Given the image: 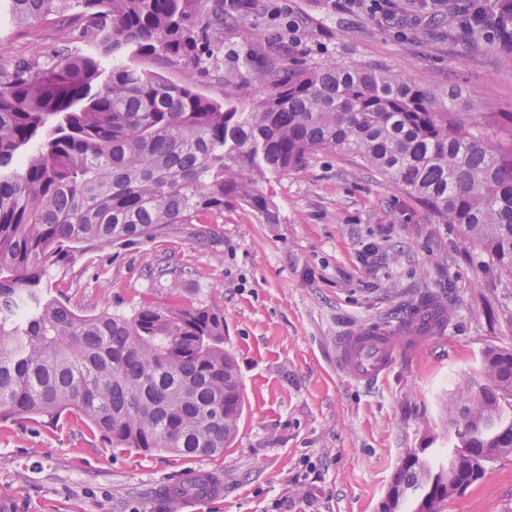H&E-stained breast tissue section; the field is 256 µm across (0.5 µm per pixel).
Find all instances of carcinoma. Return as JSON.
<instances>
[{
    "label": "carcinoma",
    "instance_id": "cac0c4a2",
    "mask_svg": "<svg viewBox=\"0 0 512 512\" xmlns=\"http://www.w3.org/2000/svg\"><path fill=\"white\" fill-rule=\"evenodd\" d=\"M36 24L83 16L92 50L66 45L17 60L0 77V422L87 420L114 448L184 458L220 452L244 409L224 314L201 306L86 316L51 298L49 273L78 248L160 237L234 200L275 220L257 189L267 173L318 151L358 158L428 204L497 273L512 274V113L480 118L455 90L435 92L366 64L270 67L242 112L135 60L195 66L214 33L205 0H0ZM483 382L448 405L460 450L423 465L409 449L396 500L433 485L473 486L488 462L476 448L512 446V351L483 357Z\"/></svg>",
    "mask_w": 512,
    "mask_h": 512
}]
</instances>
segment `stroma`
I'll use <instances>...</instances> for the list:
<instances>
[{
	"instance_id": "35a3bbf8",
	"label": "stroma",
	"mask_w": 512,
	"mask_h": 512,
	"mask_svg": "<svg viewBox=\"0 0 512 512\" xmlns=\"http://www.w3.org/2000/svg\"><path fill=\"white\" fill-rule=\"evenodd\" d=\"M466 0L421 12L398 0L394 20L337 9L336 0H290L300 41L272 0L227 10L210 66L162 59L164 78L249 110L267 65L370 64L436 91L461 89L477 112H512V57L457 23ZM82 18L32 25L0 14V74L20 57L89 46ZM259 189L278 221L225 202L223 214L180 224L155 240L75 253L50 275L49 296L84 315H130L143 306H207L224 315V348L244 392L238 433L224 453L180 458L110 447L84 419L0 423V512H171L167 485L204 469L222 482L201 512H381L405 449L441 461L454 440L448 396L481 376L488 347L512 348V275L486 269L462 226L353 157L327 151L299 170L266 174ZM376 249L368 259L366 243ZM429 295L448 310L444 330L405 354L372 385L336 365L339 336L376 321L397 326ZM442 512H512V459L446 501Z\"/></svg>"
}]
</instances>
